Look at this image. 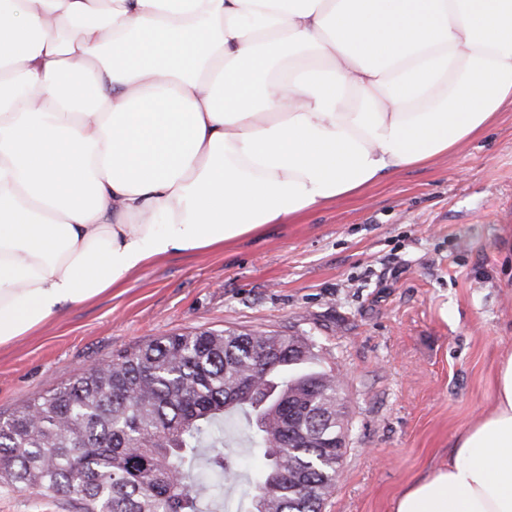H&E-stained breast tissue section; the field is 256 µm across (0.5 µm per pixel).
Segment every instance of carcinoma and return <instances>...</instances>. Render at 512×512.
Wrapping results in <instances>:
<instances>
[{
    "label": "carcinoma",
    "instance_id": "1",
    "mask_svg": "<svg viewBox=\"0 0 512 512\" xmlns=\"http://www.w3.org/2000/svg\"><path fill=\"white\" fill-rule=\"evenodd\" d=\"M313 349L224 329L120 351L0 419V489L67 497L80 512H220L218 480L233 476L224 414L241 411L264 458L251 512H321L344 406ZM322 399L327 417L308 407Z\"/></svg>",
    "mask_w": 512,
    "mask_h": 512
}]
</instances>
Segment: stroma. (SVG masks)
I'll use <instances>...</instances> for the list:
<instances>
[{
    "label": "stroma",
    "instance_id": "obj_1",
    "mask_svg": "<svg viewBox=\"0 0 512 512\" xmlns=\"http://www.w3.org/2000/svg\"><path fill=\"white\" fill-rule=\"evenodd\" d=\"M264 330L315 345L343 381L341 475L322 512H392L447 461L455 435L494 409L512 352V108L450 156L407 168L220 251L175 254L0 348V414L153 338ZM243 414L224 422L248 512L262 464ZM0 512H79L0 490Z\"/></svg>",
    "mask_w": 512,
    "mask_h": 512
}]
</instances>
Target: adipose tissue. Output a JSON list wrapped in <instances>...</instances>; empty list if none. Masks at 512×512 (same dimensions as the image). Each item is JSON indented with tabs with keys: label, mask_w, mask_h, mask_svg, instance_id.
<instances>
[{
	"label": "adipose tissue",
	"mask_w": 512,
	"mask_h": 512,
	"mask_svg": "<svg viewBox=\"0 0 512 512\" xmlns=\"http://www.w3.org/2000/svg\"><path fill=\"white\" fill-rule=\"evenodd\" d=\"M510 106L512 0H0V347ZM495 401L394 512H512V354Z\"/></svg>",
	"instance_id": "1"
}]
</instances>
